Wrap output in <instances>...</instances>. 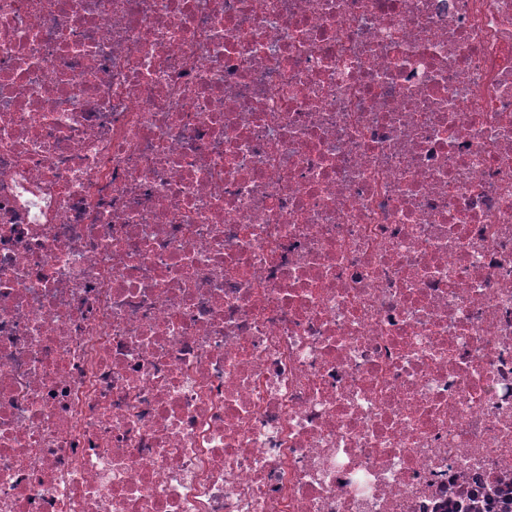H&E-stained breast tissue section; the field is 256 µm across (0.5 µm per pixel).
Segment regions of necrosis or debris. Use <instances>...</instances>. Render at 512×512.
<instances>
[{"label": "necrosis or debris", "instance_id": "4bbe7bcc", "mask_svg": "<svg viewBox=\"0 0 512 512\" xmlns=\"http://www.w3.org/2000/svg\"><path fill=\"white\" fill-rule=\"evenodd\" d=\"M512 0H0V512H501Z\"/></svg>", "mask_w": 512, "mask_h": 512}]
</instances>
